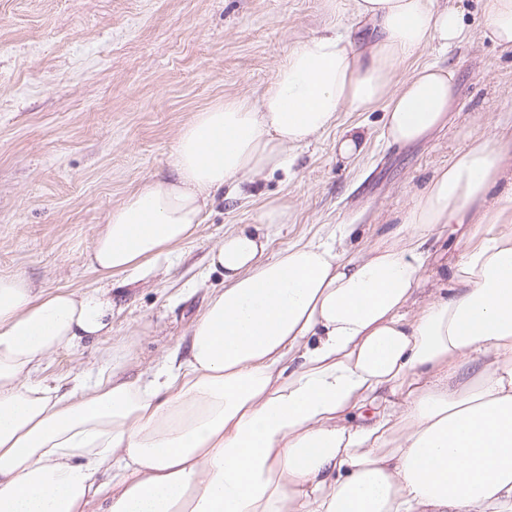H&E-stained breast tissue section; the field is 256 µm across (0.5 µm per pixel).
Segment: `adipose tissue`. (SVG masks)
<instances>
[{"label": "adipose tissue", "instance_id": "ef3b65f1", "mask_svg": "<svg viewBox=\"0 0 512 512\" xmlns=\"http://www.w3.org/2000/svg\"><path fill=\"white\" fill-rule=\"evenodd\" d=\"M324 2L352 27L291 48L259 103L196 113L172 178L107 214L90 254L99 286L37 292L0 276V512H512V189L489 197L512 135L455 154L358 254L333 233L267 257L291 216L267 203L212 249L224 286L185 360L125 380L107 353L66 391L37 378L53 352L110 333L113 275L191 238L225 185L284 168L339 113L385 104V135L403 145L446 123L454 71L397 73L419 50L467 42L456 9ZM480 4L484 39L512 51V0ZM472 210L448 287L409 312L428 237Z\"/></svg>", "mask_w": 512, "mask_h": 512}]
</instances>
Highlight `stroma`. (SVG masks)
<instances>
[{"label":"stroma","mask_w":512,"mask_h":512,"mask_svg":"<svg viewBox=\"0 0 512 512\" xmlns=\"http://www.w3.org/2000/svg\"><path fill=\"white\" fill-rule=\"evenodd\" d=\"M458 8L470 38L440 53L417 52L456 72L446 124L409 145L383 135L384 106L343 112L340 126L370 132L362 155L336 156V131L296 150L293 164L243 193L225 189L187 241L149 269L112 278V333L46 359L40 376L66 384L96 370L103 353L128 377L184 351L221 272L209 252L225 233L254 223L264 203L291 208L267 253L343 229L350 251L397 223L434 171L512 113V52L482 37L479 0ZM323 0H0V275L34 290L96 285L88 265L107 213L156 176L194 117L227 98L259 101L293 46L331 26Z\"/></svg>","instance_id":"1"}]
</instances>
